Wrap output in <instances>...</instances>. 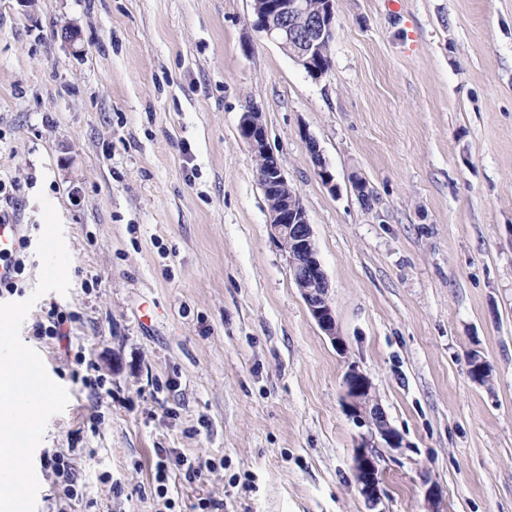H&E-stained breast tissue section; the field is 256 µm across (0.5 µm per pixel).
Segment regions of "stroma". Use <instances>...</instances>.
<instances>
[{
    "mask_svg": "<svg viewBox=\"0 0 512 512\" xmlns=\"http://www.w3.org/2000/svg\"><path fill=\"white\" fill-rule=\"evenodd\" d=\"M335 11L316 80L255 30L251 0H0L10 220L38 242L45 195L71 257L68 294L34 299L20 329L69 397L33 455L36 512H512V0ZM251 107L307 211L345 350L269 234L238 130ZM53 304L77 315L67 339L32 332ZM80 350L94 386L72 376ZM351 366L405 442L377 450L372 509ZM160 448L201 477L157 479ZM42 463L45 467L52 469L58 475L64 478L68 484L65 488V495L69 499H73L79 496V493L76 489V480L74 479L73 473L71 472V467L62 454H52L46 455L42 459Z\"/></svg>",
    "mask_w": 512,
    "mask_h": 512,
    "instance_id": "35a3bbf8",
    "label": "stroma"
}]
</instances>
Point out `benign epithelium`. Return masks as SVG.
I'll use <instances>...</instances> for the list:
<instances>
[{
    "mask_svg": "<svg viewBox=\"0 0 512 512\" xmlns=\"http://www.w3.org/2000/svg\"><path fill=\"white\" fill-rule=\"evenodd\" d=\"M252 16L254 27L268 41L288 52L297 65L316 79L327 74L329 67L325 59L330 57L336 24L334 0H323L316 9L308 0H252ZM239 135L254 158L263 160L259 174L263 191L276 199V204L269 207L271 236L287 257L293 281L312 318L342 352L345 343L338 333L329 283L318 259L313 230L299 193L290 186L277 158L268 149L262 112L250 107L242 113ZM310 153L322 183L336 192L335 176L322 161L313 140ZM343 386L348 415L358 425L367 427V434L361 437L355 450L353 468L359 493L373 509L382 496L375 448H401L403 438L389 423L363 372L355 366L349 367Z\"/></svg>",
    "mask_w": 512,
    "mask_h": 512,
    "instance_id": "obj_1",
    "label": "benign epithelium"
}]
</instances>
